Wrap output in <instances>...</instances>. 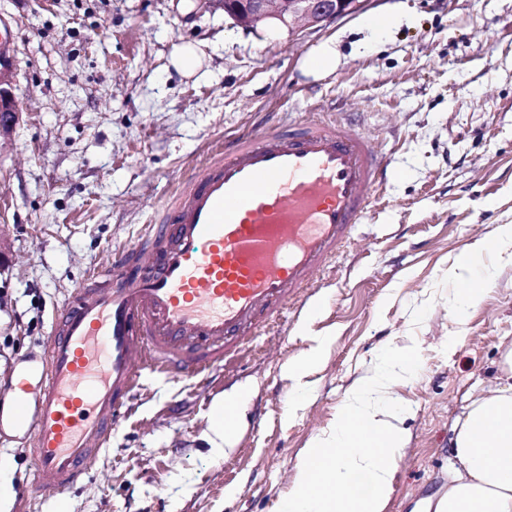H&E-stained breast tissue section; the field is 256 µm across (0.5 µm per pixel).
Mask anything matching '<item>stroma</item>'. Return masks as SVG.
Returning <instances> with one entry per match:
<instances>
[{
    "label": "stroma",
    "mask_w": 512,
    "mask_h": 512,
    "mask_svg": "<svg viewBox=\"0 0 512 512\" xmlns=\"http://www.w3.org/2000/svg\"><path fill=\"white\" fill-rule=\"evenodd\" d=\"M390 17L385 29L371 19ZM23 111L0 139V394L42 351L88 272L154 223L186 167L223 139L338 115L393 172L333 269L315 315L294 309L281 347L206 385L147 380L81 484L35 498L25 436L0 432V512H278L310 440L388 346L421 364L393 399L410 440L385 512H434L451 476L450 428L512 341V256L458 325L454 262L512 225V0H365L295 33L234 27L204 0H0ZM335 40L331 74L301 60ZM193 43L207 74L169 66ZM329 339L296 397L284 373ZM251 389L237 445L211 454L210 406Z\"/></svg>",
    "instance_id": "1"
}]
</instances>
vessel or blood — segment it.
<instances>
[{
  "label": "vessel or blood",
  "instance_id": "vessel-or-blood-1",
  "mask_svg": "<svg viewBox=\"0 0 512 512\" xmlns=\"http://www.w3.org/2000/svg\"><path fill=\"white\" fill-rule=\"evenodd\" d=\"M388 180L345 123L274 124L218 143L161 205L159 223L76 288L30 373L26 493L62 494L121 426L146 378L204 381L311 296Z\"/></svg>",
  "mask_w": 512,
  "mask_h": 512
}]
</instances>
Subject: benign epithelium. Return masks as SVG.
<instances>
[{
  "mask_svg": "<svg viewBox=\"0 0 512 512\" xmlns=\"http://www.w3.org/2000/svg\"><path fill=\"white\" fill-rule=\"evenodd\" d=\"M233 24L246 30L260 23L278 24L293 31L292 25L321 27L356 12L363 0H221ZM21 108L13 92V63L7 44L0 42V136L10 133L19 122Z\"/></svg>",
  "mask_w": 512,
  "mask_h": 512,
  "instance_id": "1",
  "label": "benign epithelium"
}]
</instances>
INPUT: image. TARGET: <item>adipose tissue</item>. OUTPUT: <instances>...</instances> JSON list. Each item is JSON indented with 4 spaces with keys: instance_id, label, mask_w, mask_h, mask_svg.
Instances as JSON below:
<instances>
[{
    "instance_id": "1",
    "label": "adipose tissue",
    "mask_w": 512,
    "mask_h": 512,
    "mask_svg": "<svg viewBox=\"0 0 512 512\" xmlns=\"http://www.w3.org/2000/svg\"><path fill=\"white\" fill-rule=\"evenodd\" d=\"M512 250V225H499L494 237L471 259L452 270L459 288L454 315L465 323L494 269L491 253ZM454 478L437 512H512V345L501 353L494 387L469 396L452 427Z\"/></svg>"
}]
</instances>
